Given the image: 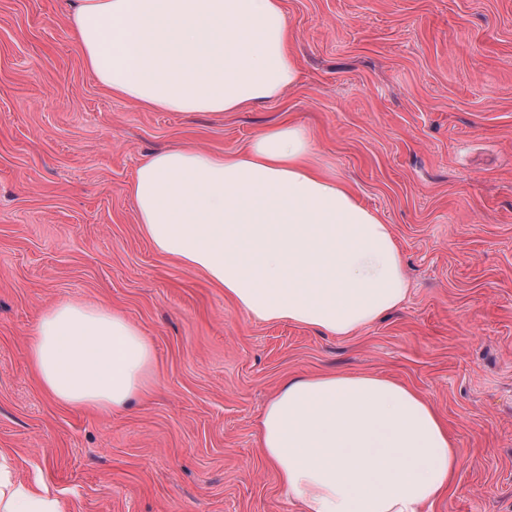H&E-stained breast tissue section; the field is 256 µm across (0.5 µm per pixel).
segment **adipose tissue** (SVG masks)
Masks as SVG:
<instances>
[{
  "instance_id": "ef3b65f1",
  "label": "adipose tissue",
  "mask_w": 512,
  "mask_h": 512,
  "mask_svg": "<svg viewBox=\"0 0 512 512\" xmlns=\"http://www.w3.org/2000/svg\"><path fill=\"white\" fill-rule=\"evenodd\" d=\"M84 63L112 95L164 112H236L299 77L282 0H72ZM130 192L159 253L203 272L244 314L349 336L409 285L391 228L318 160L299 126L242 151L149 155ZM28 358L71 408L116 412L148 390L149 338L122 313L67 301L39 319ZM261 452L298 512H424L460 467L422 394L379 375L289 378L258 422ZM0 512H63L0 461Z\"/></svg>"
}]
</instances>
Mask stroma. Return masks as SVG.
Wrapping results in <instances>:
<instances>
[{
  "mask_svg": "<svg viewBox=\"0 0 512 512\" xmlns=\"http://www.w3.org/2000/svg\"><path fill=\"white\" fill-rule=\"evenodd\" d=\"M299 79L242 112H157L84 66L66 0H0V458L64 512H296L259 452L281 382L327 371L427 397L462 464L426 512H512V0H283ZM307 131L390 224L409 292L350 336L249 317L157 252L143 157ZM123 313L155 349L128 410L54 403L27 342L50 305Z\"/></svg>",
  "mask_w": 512,
  "mask_h": 512,
  "instance_id": "35a3bbf8",
  "label": "stroma"
}]
</instances>
